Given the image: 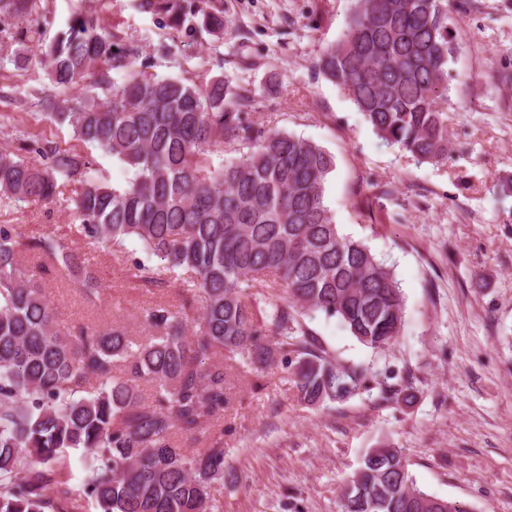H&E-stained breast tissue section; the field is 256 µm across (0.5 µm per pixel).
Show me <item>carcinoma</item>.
<instances>
[{"instance_id":"carcinoma-1","label":"carcinoma","mask_w":512,"mask_h":512,"mask_svg":"<svg viewBox=\"0 0 512 512\" xmlns=\"http://www.w3.org/2000/svg\"><path fill=\"white\" fill-rule=\"evenodd\" d=\"M443 0H353L343 38L322 50L320 74L339 86L376 134L417 162L448 159L451 38ZM181 26V0H145ZM33 0H0V35L16 40V60L39 58L51 83L72 89L89 75L107 95L58 100L31 96L44 116L74 140L109 154L131 174L123 186L101 180L89 156L25 136L0 150V200L53 199L74 182L75 232L105 244L117 263L148 288L174 281L184 304H199L196 334L187 313L166 303L148 308L149 335L60 325L23 254L60 266L90 298L98 284L81 255L55 232L27 238L0 226V512H219L213 485L224 479V406L220 356L260 371L274 361L293 368L308 404L347 399L367 380L360 365L341 364L316 345L304 316L337 317L356 340L378 351L396 344L405 323L399 281L360 240L339 233L326 204L332 156L313 141L241 124L248 89L224 78L205 84L137 69V51L115 47L96 18L77 13L48 48L27 46ZM202 27L224 29V16L197 5ZM124 73L115 82L111 71ZM247 159L213 165L236 150ZM135 240L163 262H129ZM279 301L260 308L266 282ZM95 380L94 390L85 386ZM155 390L142 401L140 384ZM206 441L190 455L176 435ZM84 448L79 483L67 449ZM341 512H468L421 490L401 448H371L340 491Z\"/></svg>"}]
</instances>
